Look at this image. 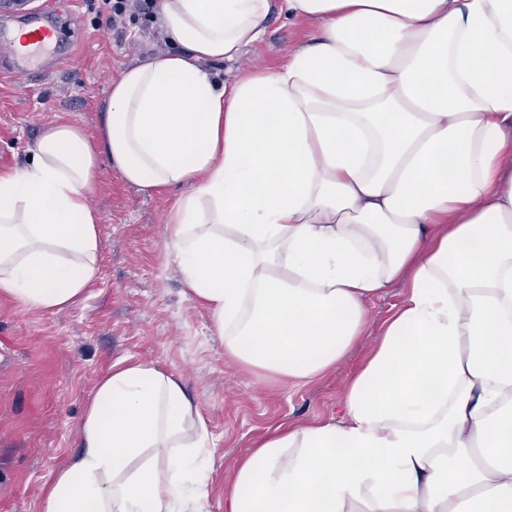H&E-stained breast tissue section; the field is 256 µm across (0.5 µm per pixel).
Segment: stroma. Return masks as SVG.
I'll return each instance as SVG.
<instances>
[{
	"instance_id": "stroma-1",
	"label": "stroma",
	"mask_w": 512,
	"mask_h": 512,
	"mask_svg": "<svg viewBox=\"0 0 512 512\" xmlns=\"http://www.w3.org/2000/svg\"><path fill=\"white\" fill-rule=\"evenodd\" d=\"M52 5L78 34L60 67L33 81L0 78V172L24 167L27 146L60 119L96 137L111 80L153 56L152 0H137L125 27H109L81 0H31L30 14ZM316 25L272 12L262 39L224 81L252 67L275 71L289 52L311 44ZM185 186L146 195L100 162L89 201L100 217V277L77 304L56 313L27 310L0 296V512H42V490L79 453L77 424L98 381L113 365L142 361L183 376L212 435L206 512H224V485L255 439L282 422L338 412L356 371L385 322L402 304L400 281L370 304L364 336L348 357L304 384L258 374L224 353L210 312L186 289L164 246L168 210Z\"/></svg>"
}]
</instances>
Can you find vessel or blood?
Returning <instances> with one entry per match:
<instances>
[{"instance_id":"b4317fda","label":"vessel or blood","mask_w":512,"mask_h":512,"mask_svg":"<svg viewBox=\"0 0 512 512\" xmlns=\"http://www.w3.org/2000/svg\"><path fill=\"white\" fill-rule=\"evenodd\" d=\"M26 31V39L19 42L13 34L0 30V60L8 63L10 75L32 79L42 67L43 53L57 44L62 32L48 14L28 22Z\"/></svg>"}]
</instances>
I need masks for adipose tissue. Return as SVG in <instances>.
Segmentation results:
<instances>
[{
  "mask_svg": "<svg viewBox=\"0 0 512 512\" xmlns=\"http://www.w3.org/2000/svg\"><path fill=\"white\" fill-rule=\"evenodd\" d=\"M316 22L231 83L272 9ZM172 52L122 70L101 134L45 128L0 172V294L57 312L99 276L100 162L190 183L168 254L224 351L313 380L408 276L339 418L270 429L224 512H512V0H159ZM43 512H204L212 437L180 376L113 366Z\"/></svg>",
  "mask_w": 512,
  "mask_h": 512,
  "instance_id": "ef3b65f1",
  "label": "adipose tissue"
}]
</instances>
